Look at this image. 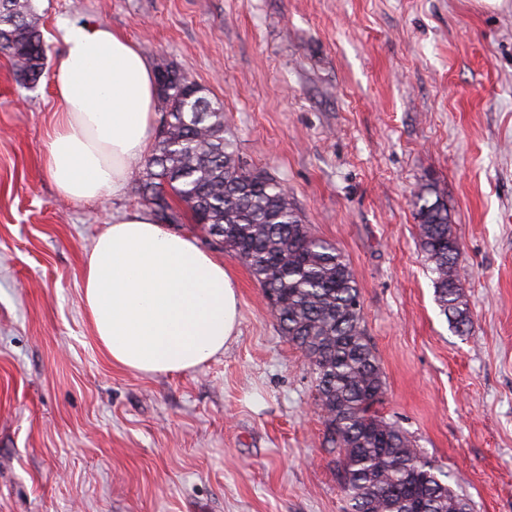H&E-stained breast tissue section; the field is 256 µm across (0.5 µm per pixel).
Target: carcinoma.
Wrapping results in <instances>:
<instances>
[{"label":"carcinoma","instance_id":"1","mask_svg":"<svg viewBox=\"0 0 512 512\" xmlns=\"http://www.w3.org/2000/svg\"><path fill=\"white\" fill-rule=\"evenodd\" d=\"M33 0H0V53L17 78L35 84L46 51ZM163 120L139 179L142 201L161 224L194 223L244 262L275 298V320L307 359L325 443L337 453L346 512H471L448 484V471L378 408L385 380L366 336L359 288L344 254L317 237L274 177L248 168L226 138L224 108L175 74L160 94ZM435 300L460 335L472 319L462 301L460 244L434 184L414 203Z\"/></svg>","mask_w":512,"mask_h":512}]
</instances>
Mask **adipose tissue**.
<instances>
[{
    "mask_svg": "<svg viewBox=\"0 0 512 512\" xmlns=\"http://www.w3.org/2000/svg\"><path fill=\"white\" fill-rule=\"evenodd\" d=\"M63 43L50 77L57 118L44 167L65 198L120 196L151 146L155 70L134 42L101 22L68 26ZM81 299L103 353L144 375L189 373L237 333L238 291L223 260L145 209L119 212L95 239Z\"/></svg>",
    "mask_w": 512,
    "mask_h": 512,
    "instance_id": "adipose-tissue-1",
    "label": "adipose tissue"
}]
</instances>
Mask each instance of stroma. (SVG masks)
Instances as JSON below:
<instances>
[{
    "mask_svg": "<svg viewBox=\"0 0 512 512\" xmlns=\"http://www.w3.org/2000/svg\"><path fill=\"white\" fill-rule=\"evenodd\" d=\"M48 63L62 27L103 22L224 105L250 167L348 259L386 383L380 410L445 465L473 512H512V0H35ZM49 78L0 54V512H344L314 377L260 285L223 258L238 333L193 372L112 365L82 267L120 197L62 198L42 148ZM443 193L473 321L434 298L413 200Z\"/></svg>",
    "mask_w": 512,
    "mask_h": 512,
    "instance_id": "1",
    "label": "stroma"
}]
</instances>
